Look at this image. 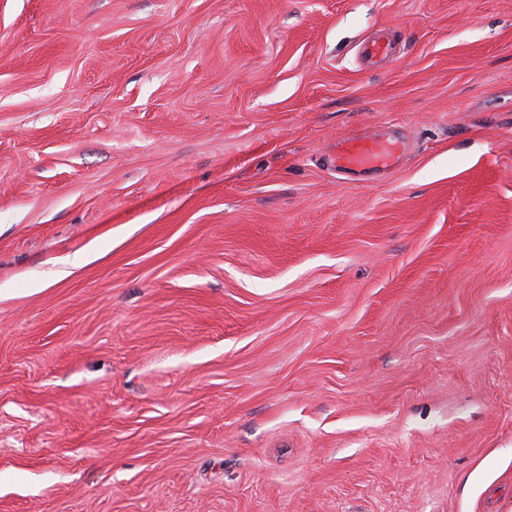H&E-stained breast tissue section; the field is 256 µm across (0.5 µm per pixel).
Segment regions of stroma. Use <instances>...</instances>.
Returning <instances> with one entry per match:
<instances>
[{"mask_svg": "<svg viewBox=\"0 0 512 512\" xmlns=\"http://www.w3.org/2000/svg\"><path fill=\"white\" fill-rule=\"evenodd\" d=\"M1 288L0 512H512V0H0ZM400 155L390 141L349 138L336 152V169L347 173H386Z\"/></svg>", "mask_w": 512, "mask_h": 512, "instance_id": "stroma-1", "label": "stroma"}]
</instances>
